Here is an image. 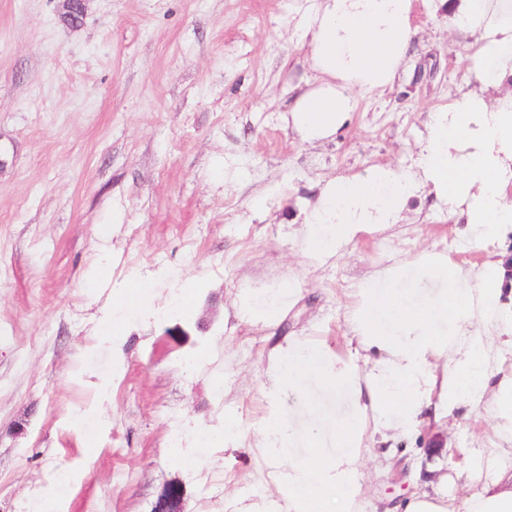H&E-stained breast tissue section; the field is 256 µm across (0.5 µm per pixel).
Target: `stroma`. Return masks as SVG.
I'll list each match as a JSON object with an SVG mask.
<instances>
[{
    "label": "stroma",
    "instance_id": "35a3bbf8",
    "mask_svg": "<svg viewBox=\"0 0 512 512\" xmlns=\"http://www.w3.org/2000/svg\"><path fill=\"white\" fill-rule=\"evenodd\" d=\"M308 4L86 0L73 28L60 0H0V512H25L63 470L70 492L56 512H152L171 484L185 512H260L276 493L257 483L268 470L257 443L279 344L300 336L349 357L358 284L398 260L434 251L512 269V230L476 240L466 205L421 179L433 113L512 90L470 78L479 31L449 30L439 0H413L394 83L358 93L350 122L308 143L280 120L294 87L316 77L293 35ZM382 166L419 180L401 220L332 257L303 254L305 201ZM294 278L302 292L276 324L237 316L241 295ZM129 281L153 294L116 355L99 333ZM487 408L424 414L401 434L366 415L355 512L475 493L512 448V423ZM228 417L236 449L198 446ZM178 428L194 465L171 450ZM383 455L404 470L401 486L376 471Z\"/></svg>",
    "mask_w": 512,
    "mask_h": 512
}]
</instances>
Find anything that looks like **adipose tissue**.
<instances>
[{
    "label": "adipose tissue",
    "instance_id": "1",
    "mask_svg": "<svg viewBox=\"0 0 512 512\" xmlns=\"http://www.w3.org/2000/svg\"><path fill=\"white\" fill-rule=\"evenodd\" d=\"M412 0H312L304 13L301 41L311 49L316 84L296 92L284 120L308 143L335 135L356 109V92L385 89L402 64L413 31ZM449 26L484 28L473 72L497 83L512 63V0H454ZM512 160V110L470 97L453 111L435 113L421 157L424 178L436 193L468 203L476 239L497 237L512 226V201L501 183ZM417 190L416 181L391 167L353 179L325 183L309 204L296 234L301 251L321 258L353 243L373 224H394ZM502 270L490 263L477 271L450 265L427 251L414 263L375 271L357 288L360 300L350 320L361 349L373 351L368 373L350 359L301 338L289 339L270 357L271 401L261 447L277 487L262 512H354L363 495L360 471L364 418L399 429L413 427L425 404L453 409L480 400L495 388L493 415L512 421V380L497 381V336L475 321L505 320L500 307ZM301 285L288 281L272 292L242 296L238 314L246 322H274ZM150 289L135 282L118 293L109 333H120L147 308ZM315 387L336 398L332 411L316 402L282 417L277 401L289 389ZM403 512H512V451L495 457L492 476L457 503L422 493Z\"/></svg>",
    "mask_w": 512,
    "mask_h": 512
}]
</instances>
